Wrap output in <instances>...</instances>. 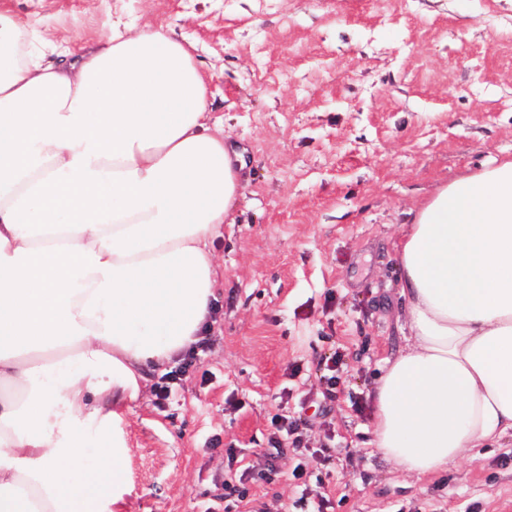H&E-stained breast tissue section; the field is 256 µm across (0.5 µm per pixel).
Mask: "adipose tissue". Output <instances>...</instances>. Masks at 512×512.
<instances>
[{
  "label": "adipose tissue",
  "instance_id": "ef3b65f1",
  "mask_svg": "<svg viewBox=\"0 0 512 512\" xmlns=\"http://www.w3.org/2000/svg\"><path fill=\"white\" fill-rule=\"evenodd\" d=\"M36 35L0 11V512H113L120 411L200 340L243 155L164 28ZM397 259L409 342L372 444L423 478L512 436V158L438 185Z\"/></svg>",
  "mask_w": 512,
  "mask_h": 512
}]
</instances>
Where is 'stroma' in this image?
<instances>
[{"label":"stroma","mask_w":512,"mask_h":512,"mask_svg":"<svg viewBox=\"0 0 512 512\" xmlns=\"http://www.w3.org/2000/svg\"><path fill=\"white\" fill-rule=\"evenodd\" d=\"M0 8L68 46L115 19L164 27L245 150L214 323L191 367L151 372L122 410L121 512H512L511 437L420 480L370 444V395L408 342L402 227L438 184L512 157V0Z\"/></svg>","instance_id":"obj_1"}]
</instances>
